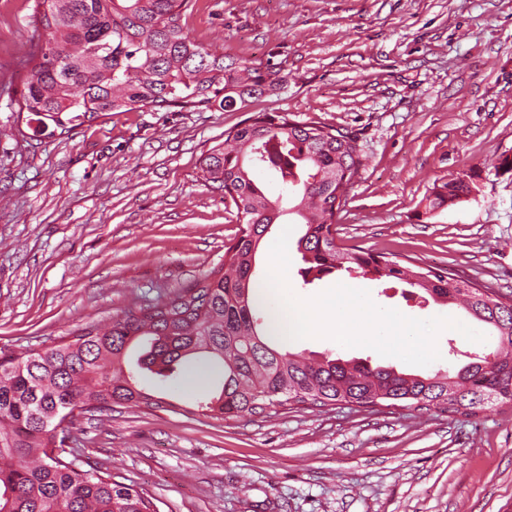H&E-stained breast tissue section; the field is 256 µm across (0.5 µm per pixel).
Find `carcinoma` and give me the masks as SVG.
I'll return each instance as SVG.
<instances>
[{
    "label": "carcinoma",
    "mask_w": 512,
    "mask_h": 512,
    "mask_svg": "<svg viewBox=\"0 0 512 512\" xmlns=\"http://www.w3.org/2000/svg\"><path fill=\"white\" fill-rule=\"evenodd\" d=\"M196 0H34L30 25L45 41L24 61L20 111L57 126L102 112L233 109L279 85L277 72L196 41L185 19ZM357 133L283 114L259 112L224 132L201 161L237 211V236L224 263L166 298L88 325L44 350L0 356V512H159L153 500L71 451L53 453L56 429L79 415L114 406L160 408L141 386V370L177 382L190 359L220 363L223 377L198 399L224 420L281 406L412 407L475 417L487 405L512 403V303L481 291L447 269L405 265L381 253L336 244V214L359 177ZM263 171L280 188L272 198L253 178ZM470 195L457 178L432 188L429 212ZM305 226L297 251L318 279L335 271L395 280L435 300L462 303L491 328L499 351L451 364L432 375L344 360L306 358L277 346L271 306L258 294L256 254L283 215Z\"/></svg>",
    "instance_id": "cac0c4a2"
}]
</instances>
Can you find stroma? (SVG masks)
Masks as SVG:
<instances>
[{
  "label": "stroma",
  "instance_id": "35a3bbf8",
  "mask_svg": "<svg viewBox=\"0 0 512 512\" xmlns=\"http://www.w3.org/2000/svg\"><path fill=\"white\" fill-rule=\"evenodd\" d=\"M34 0H0V353L44 349L75 329L191 286L224 260L239 224L200 161L257 112L354 130L367 156L336 217V241L443 267L512 298V0H199L196 39L281 79L238 110L99 115L68 130L19 111L20 58L40 43ZM474 175L475 195L426 212L433 185ZM302 225L284 215L260 244L288 249L281 289L302 302L358 290L371 321L432 336L424 360L332 336L286 337L425 374L448 347L492 348L462 309L403 285L336 272L304 284ZM214 370L153 380L163 409L79 417L70 446L152 497L159 512H512V404L477 417L408 407H273L222 420L196 407Z\"/></svg>",
  "mask_w": 512,
  "mask_h": 512
}]
</instances>
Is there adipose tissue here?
Instances as JSON below:
<instances>
[{"label":"adipose tissue","instance_id":"1","mask_svg":"<svg viewBox=\"0 0 512 512\" xmlns=\"http://www.w3.org/2000/svg\"><path fill=\"white\" fill-rule=\"evenodd\" d=\"M345 308L349 309L351 322L365 340L383 347L398 343L404 348L414 347L419 353L433 355L434 346L429 336H418L406 332L401 326L385 332L370 328L367 325L368 319L361 309L348 307L346 300L341 297L318 304L301 302L284 293L280 296L278 317L280 323L287 325L296 336L309 335L328 322L334 323L336 332L340 333L343 332L344 327L338 324L337 313Z\"/></svg>","mask_w":512,"mask_h":512}]
</instances>
